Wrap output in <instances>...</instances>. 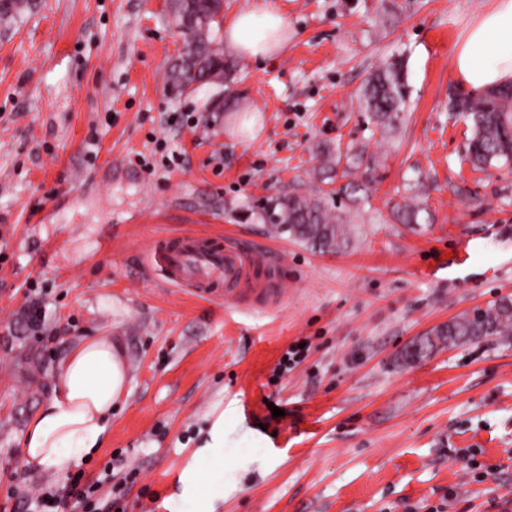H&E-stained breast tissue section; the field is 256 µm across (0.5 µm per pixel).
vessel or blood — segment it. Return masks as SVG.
I'll return each mask as SVG.
<instances>
[{"label": "vessel or blood", "mask_w": 512, "mask_h": 512, "mask_svg": "<svg viewBox=\"0 0 512 512\" xmlns=\"http://www.w3.org/2000/svg\"><path fill=\"white\" fill-rule=\"evenodd\" d=\"M152 265L172 286L198 298L236 302L243 291L267 279L274 267L261 251H245L221 239L184 236L157 240Z\"/></svg>", "instance_id": "vessel-or-blood-1"}]
</instances>
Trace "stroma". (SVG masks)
I'll list each match as a JSON object with an SVG mask.
<instances>
[{
  "instance_id": "35a3bbf8",
  "label": "stroma",
  "mask_w": 512,
  "mask_h": 512,
  "mask_svg": "<svg viewBox=\"0 0 512 512\" xmlns=\"http://www.w3.org/2000/svg\"><path fill=\"white\" fill-rule=\"evenodd\" d=\"M0 22V512H39L18 438L80 340L122 343L130 381L80 469L124 512H185L187 472L224 422L201 512H512V336L414 341L512 299V172L467 159L455 53L494 0H275L285 50L221 86L180 92L171 0H29ZM401 60L395 132L362 90ZM377 160L355 238L319 253L270 232L266 198L321 188V151ZM422 186V224L390 215ZM169 235L267 252L280 297L232 307L169 287L149 263ZM42 329L27 324L31 292ZM307 344L283 376L288 349ZM281 416H273V409Z\"/></svg>"
}]
</instances>
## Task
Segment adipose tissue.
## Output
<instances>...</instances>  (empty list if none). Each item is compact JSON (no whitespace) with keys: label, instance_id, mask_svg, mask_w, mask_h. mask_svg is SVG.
Here are the masks:
<instances>
[{"label":"adipose tissue","instance_id":"ef3b65f1","mask_svg":"<svg viewBox=\"0 0 512 512\" xmlns=\"http://www.w3.org/2000/svg\"><path fill=\"white\" fill-rule=\"evenodd\" d=\"M287 29L273 0H257L226 21L224 43L236 54L264 62L282 50ZM455 73L475 92L512 82V0H495L470 30L457 48ZM127 383L124 353L116 340L97 336L81 341L61 360L50 396L22 437L24 464L63 471L100 447Z\"/></svg>","mask_w":512,"mask_h":512}]
</instances>
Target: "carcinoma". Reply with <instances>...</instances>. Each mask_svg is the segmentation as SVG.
Listing matches in <instances>:
<instances>
[{"label": "carcinoma", "instance_id": "1", "mask_svg": "<svg viewBox=\"0 0 512 512\" xmlns=\"http://www.w3.org/2000/svg\"><path fill=\"white\" fill-rule=\"evenodd\" d=\"M218 10V0H174V21L177 28L186 30L187 44L168 71V81L173 86L194 90L199 83L214 84L234 67L211 40V18ZM407 94L400 62L388 61L372 74L364 99L380 129H394ZM448 111L458 112L470 121L468 160L473 168L512 169V84L464 96L459 102L448 104ZM340 165L342 177L348 182L315 195L293 192L270 197L261 207V219L275 234L286 233L314 251L336 253L348 248L354 237L350 216L333 211L330 202L346 198L354 205L361 203V193L373 179L375 160L362 151L349 148L344 153L338 148L327 154L325 167L333 172ZM422 212L424 208L412 199L396 204L393 218L400 224H418ZM489 336H512L511 299L504 298L479 313H462L433 328L405 350L403 359L416 362L440 345L451 347Z\"/></svg>", "mask_w": 512, "mask_h": 512}]
</instances>
